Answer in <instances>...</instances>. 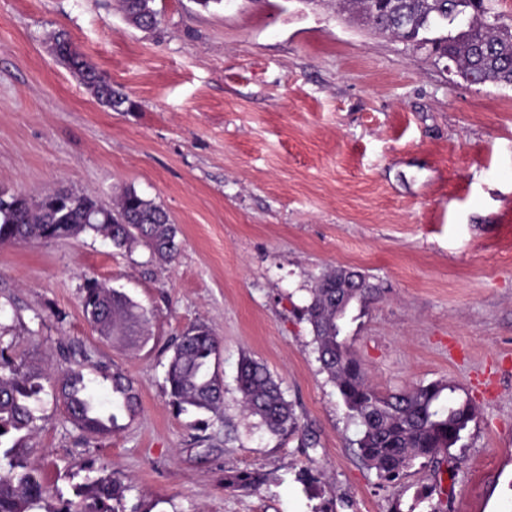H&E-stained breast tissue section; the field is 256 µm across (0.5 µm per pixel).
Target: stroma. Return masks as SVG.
Masks as SVG:
<instances>
[{"label": "stroma", "mask_w": 512, "mask_h": 512, "mask_svg": "<svg viewBox=\"0 0 512 512\" xmlns=\"http://www.w3.org/2000/svg\"><path fill=\"white\" fill-rule=\"evenodd\" d=\"M155 7L144 31L117 0H0V190L108 203L132 188L168 211L180 245L168 263L91 233L0 245V348L52 376L109 364L139 395L96 438L44 399L24 444L53 497L111 472L127 512H512V88L448 76L333 0ZM57 33L131 110L85 90ZM338 267L382 287L348 329L370 382L443 380L479 409L439 473L385 483L356 455L302 314ZM92 278L150 311L146 344L95 333L81 308ZM197 323L221 341L215 413L177 411L165 390L169 346ZM245 354L315 447L243 416ZM256 471L258 487L225 488Z\"/></svg>", "instance_id": "1"}]
</instances>
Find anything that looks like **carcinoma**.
Listing matches in <instances>:
<instances>
[{"mask_svg":"<svg viewBox=\"0 0 512 512\" xmlns=\"http://www.w3.org/2000/svg\"><path fill=\"white\" fill-rule=\"evenodd\" d=\"M155 0H119L126 22L151 30L158 24ZM342 14L411 46L431 43L427 56L435 63L449 60L467 82L512 87V42L500 36L501 15L491 0H336ZM56 54L104 107L120 111L130 99L60 33L53 38ZM92 232L116 248L146 247L152 257L170 262L178 252V229L169 213L133 189H126L106 205L90 193L56 192L44 195L6 194L0 191V244L5 241L48 243ZM347 270L322 275L310 289L304 316L321 369L336 387L357 427V455L380 479L395 481L410 468L440 467L441 456L463 438L477 419L474 404L443 402L455 389L443 381L418 385L396 393H382L368 380L363 364L343 336L351 305L374 300L381 287L359 272L365 286L347 294L336 306V281ZM82 311L98 335L112 342L135 345L143 339L149 312L125 293L97 280L82 297ZM220 340L205 324L185 330L172 348L165 371V387L177 411L190 408L213 411L220 404L223 384L212 366L219 357ZM101 378L111 382L118 403L105 410L95 399L97 381L81 368L59 375L52 391L66 419L91 437L119 428V412L133 411L139 396L133 382L107 365ZM43 376L25 370L22 362L0 349V512H125L123 486L109 473L76 487L75 498L45 506L47 488L28 457L23 440L38 429L36 404L46 394ZM237 388L243 413L275 435L306 437L293 405L269 370L249 356L238 363Z\"/></svg>","mask_w":512,"mask_h":512,"instance_id":"cac0c4a2","label":"carcinoma"}]
</instances>
